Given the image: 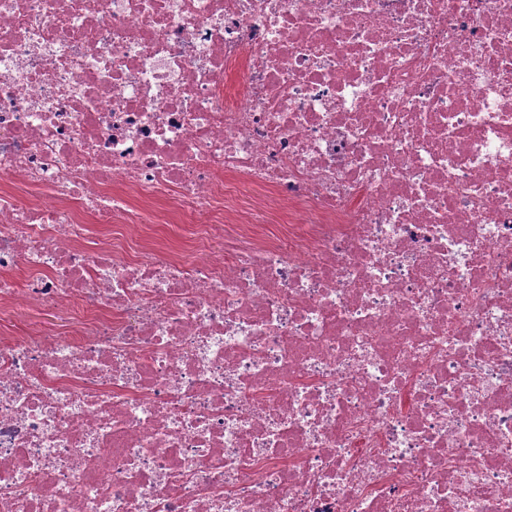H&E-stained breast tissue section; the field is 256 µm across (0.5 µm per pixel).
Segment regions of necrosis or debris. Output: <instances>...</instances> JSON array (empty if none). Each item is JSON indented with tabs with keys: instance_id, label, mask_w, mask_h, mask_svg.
Here are the masks:
<instances>
[{
	"instance_id": "1",
	"label": "necrosis or debris",
	"mask_w": 512,
	"mask_h": 512,
	"mask_svg": "<svg viewBox=\"0 0 512 512\" xmlns=\"http://www.w3.org/2000/svg\"><path fill=\"white\" fill-rule=\"evenodd\" d=\"M0 175V512H512V0H0ZM155 209L169 221L167 224H160L167 227L165 233H155L143 226H139L138 228H132V233L135 235L134 238L137 239L143 245L152 246L156 243L167 244L169 246L182 249L180 255L184 257V259H191L192 249L187 248L184 244L183 239L181 237V232L179 227H181L182 223H180V214L176 212L173 207L164 201L158 202L155 204Z\"/></svg>"
}]
</instances>
